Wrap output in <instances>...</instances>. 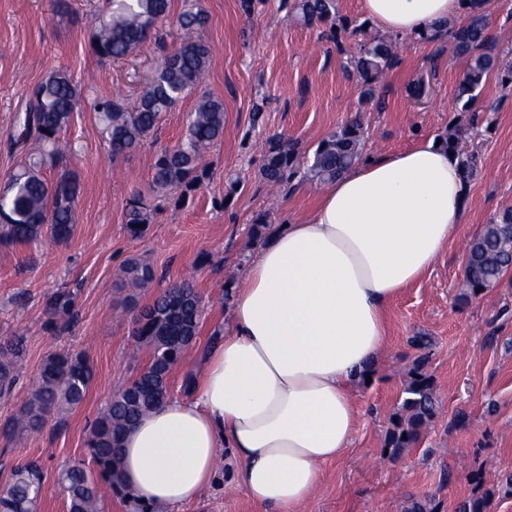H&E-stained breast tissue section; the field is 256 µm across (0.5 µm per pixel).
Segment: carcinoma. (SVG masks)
I'll list each match as a JSON object with an SVG mask.
<instances>
[{
  "instance_id": "carcinoma-1",
  "label": "carcinoma",
  "mask_w": 512,
  "mask_h": 512,
  "mask_svg": "<svg viewBox=\"0 0 512 512\" xmlns=\"http://www.w3.org/2000/svg\"><path fill=\"white\" fill-rule=\"evenodd\" d=\"M295 14L306 24L335 18L334 0H296ZM170 0H105V8L92 20L90 43L102 60L127 56L154 36L164 43L161 26L169 17ZM181 32L178 47L164 55L151 78L133 102L120 96H96L91 108L102 126L107 152L129 154L154 134L163 113L197 89L208 71L211 49L200 37L208 15L197 0H184L178 14ZM488 21L477 0L460 26L446 23L431 29L429 37L443 36L453 44V52L463 64L457 101L470 112L479 99V89L489 76L502 69L512 77V60L494 52L489 45ZM396 42L374 38L359 43L357 55L349 64L363 80L362 95L372 96L373 83L397 61ZM87 89L65 69L52 71L28 91L25 110L15 116L17 136L14 146L24 155L9 175L0 195V229L7 243H28L47 236L54 243L67 242L75 224L79 183L66 169V158L74 145L63 137L81 106ZM224 138V102L201 95L189 115L185 138L173 147L155 152L151 191L156 198H167L174 191L191 192L201 185L208 168L206 150ZM364 131L352 121L322 140L312 156H301L296 142L288 138L271 141L264 157L261 177L271 187L288 186L299 178L325 184L335 180L360 161ZM453 151L469 181L477 169V158L461 151L453 133L443 140ZM57 171L53 181L45 177ZM153 209L136 193L128 204L127 229L134 237L143 236L151 224ZM512 263V207L497 213L469 243L463 271L467 299L494 287ZM127 284L139 288L152 281L154 270L130 260L123 268ZM202 299L193 279L187 278L165 290L143 307L134 318L131 336L150 350L149 366L139 379L116 393L108 410L93 423L87 440L97 473L83 464L64 469L57 485L68 502V512H101L99 483L116 491L125 490L119 466V446L125 433L144 415L168 398V376L198 336ZM49 322L66 326L75 317L74 295L56 291L48 301ZM22 337L7 342L0 352V398L11 396L16 383V366L21 358ZM94 377L89 359L70 352L47 357L39 379L28 393L12 428L39 429L46 416L79 407ZM402 404L394 415L385 440L389 457L398 459L415 444L438 411L432 376L427 372V356L413 364L404 386ZM407 439H402V435ZM43 490V468L30 460L13 469L0 491V512H38ZM494 493L486 491L463 500L458 512H489Z\"/></svg>"
}]
</instances>
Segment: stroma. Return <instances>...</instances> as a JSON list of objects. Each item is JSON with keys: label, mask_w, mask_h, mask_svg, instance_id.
I'll list each match as a JSON object with an SVG mask.
<instances>
[{"label": "stroma", "mask_w": 512, "mask_h": 512, "mask_svg": "<svg viewBox=\"0 0 512 512\" xmlns=\"http://www.w3.org/2000/svg\"><path fill=\"white\" fill-rule=\"evenodd\" d=\"M103 0H0V187L20 159L11 141L13 119L28 89L56 68H66L99 96L134 99L160 60L153 41L127 57L100 60L88 19ZM209 17L202 33L211 47L204 92L224 102V138L206 159L208 174L185 197L171 196L155 211L144 236H132L126 208L134 193L149 194L157 147L184 137L198 95L163 114L155 135L137 151L110 159L94 112H75L67 136L75 143L68 166L79 182L76 224L63 244L49 239L0 243V346L20 336L24 354L12 398L0 399V485L11 471L41 460L45 494L40 512H68L56 486L61 468L91 466L85 441L91 423L113 395L149 363L131 336L132 319L166 288L194 275L202 297L197 339L171 371L169 391L185 396L215 333L230 311L228 282L239 281L257 245L251 224L260 214L285 224L312 207L319 184L304 181L272 190L260 176L270 141L285 137L313 152L332 132L361 118L364 155L407 149L419 138L457 133L477 150V174L466 185L458 238L431 273L390 306L389 343L370 380L357 390V432L344 455L327 463L324 481L304 512H406L429 500L435 512H456L460 501L494 491L491 512H512L500 481L512 475V271L469 301L459 299L468 242L503 207L512 206V84L491 75L476 112L456 103L462 68L448 39L401 38L396 65L361 97L362 82L349 67L359 38L378 32L366 23L361 0H337L338 24L310 25L294 18L286 0H199ZM421 83L420 97L409 87ZM150 264L155 278L125 288L123 265ZM73 292L77 316L66 327L48 324L46 306L56 289ZM427 336L428 371L439 400L435 419L417 444L396 460L385 454L391 417L401 404L418 355L410 340ZM85 354L94 379L79 407L51 417L38 431L10 427L49 354ZM179 512H256L229 478Z\"/></svg>", "instance_id": "35a3bbf8"}]
</instances>
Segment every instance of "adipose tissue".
I'll return each mask as SVG.
<instances>
[{
  "mask_svg": "<svg viewBox=\"0 0 512 512\" xmlns=\"http://www.w3.org/2000/svg\"><path fill=\"white\" fill-rule=\"evenodd\" d=\"M362 3L380 32L400 36L462 21L471 8ZM464 200L456 158L429 136L362 160L307 215L275 228L231 292L225 336L192 398L167 399L125 436V487L137 503L195 501L224 461L261 512H303L323 465L353 442L356 387L386 349L392 301L455 241Z\"/></svg>",
  "mask_w": 512,
  "mask_h": 512,
  "instance_id": "obj_1",
  "label": "adipose tissue"
}]
</instances>
